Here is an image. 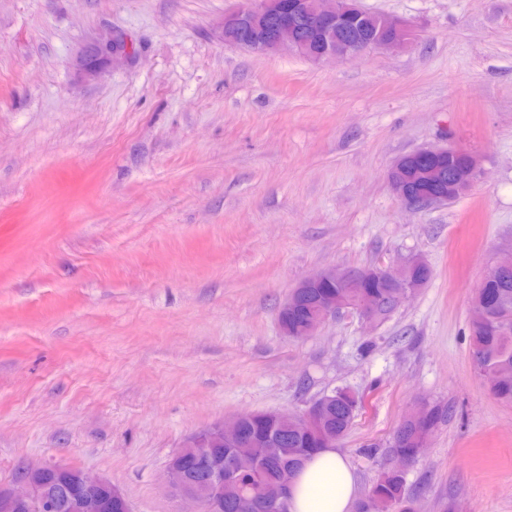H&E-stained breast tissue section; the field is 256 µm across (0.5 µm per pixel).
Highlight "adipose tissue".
Returning <instances> with one entry per match:
<instances>
[{"instance_id": "obj_1", "label": "adipose tissue", "mask_w": 512, "mask_h": 512, "mask_svg": "<svg viewBox=\"0 0 512 512\" xmlns=\"http://www.w3.org/2000/svg\"><path fill=\"white\" fill-rule=\"evenodd\" d=\"M357 499L351 467L339 450L326 448L306 460L291 481L288 512H353Z\"/></svg>"}]
</instances>
